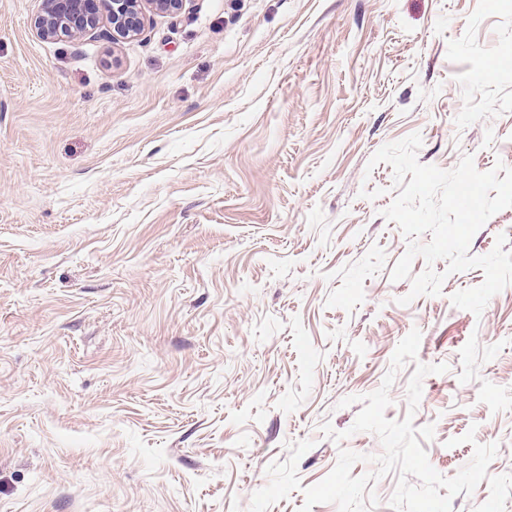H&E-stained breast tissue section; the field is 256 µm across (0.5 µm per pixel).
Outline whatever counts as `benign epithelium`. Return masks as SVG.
Wrapping results in <instances>:
<instances>
[{"label": "benign epithelium", "mask_w": 512, "mask_h": 512, "mask_svg": "<svg viewBox=\"0 0 512 512\" xmlns=\"http://www.w3.org/2000/svg\"><path fill=\"white\" fill-rule=\"evenodd\" d=\"M186 0H42L33 27L43 39H76L105 36L117 44L139 36L147 10L176 14Z\"/></svg>", "instance_id": "benign-epithelium-1"}]
</instances>
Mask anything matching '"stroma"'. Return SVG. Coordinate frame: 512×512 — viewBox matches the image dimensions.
<instances>
[{"mask_svg":"<svg viewBox=\"0 0 512 512\" xmlns=\"http://www.w3.org/2000/svg\"><path fill=\"white\" fill-rule=\"evenodd\" d=\"M41 3L0 0V512H249L309 439L269 509L298 512L340 450L381 454L339 402L415 328L386 418L433 425L442 476L471 428L512 473V285L400 304L367 167L415 132L422 164L512 167V0H187L116 45L38 37ZM419 363L448 370L412 413Z\"/></svg>","mask_w":512,"mask_h":512,"instance_id":"1","label":"stroma"}]
</instances>
